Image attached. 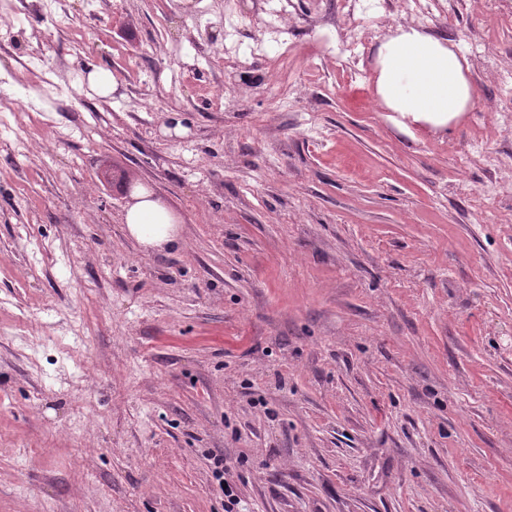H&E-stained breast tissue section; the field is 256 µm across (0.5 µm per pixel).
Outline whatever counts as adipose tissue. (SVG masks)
<instances>
[{"mask_svg": "<svg viewBox=\"0 0 512 512\" xmlns=\"http://www.w3.org/2000/svg\"><path fill=\"white\" fill-rule=\"evenodd\" d=\"M375 94L386 111L436 126L469 111L475 89L460 48L419 29L397 27L379 47ZM129 234L143 247L160 249L178 234L175 216L146 191L125 213Z\"/></svg>", "mask_w": 512, "mask_h": 512, "instance_id": "1", "label": "adipose tissue"}]
</instances>
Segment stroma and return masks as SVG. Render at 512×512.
Instances as JSON below:
<instances>
[{"mask_svg": "<svg viewBox=\"0 0 512 512\" xmlns=\"http://www.w3.org/2000/svg\"><path fill=\"white\" fill-rule=\"evenodd\" d=\"M272 5L0 19V512H224L214 454L236 512H512V0ZM230 12L287 60L225 70ZM407 23L468 53L449 126L374 95ZM94 66L109 98L71 86ZM139 188L178 218L165 250L126 230Z\"/></svg>", "mask_w": 512, "mask_h": 512, "instance_id": "35a3bbf8", "label": "stroma"}]
</instances>
